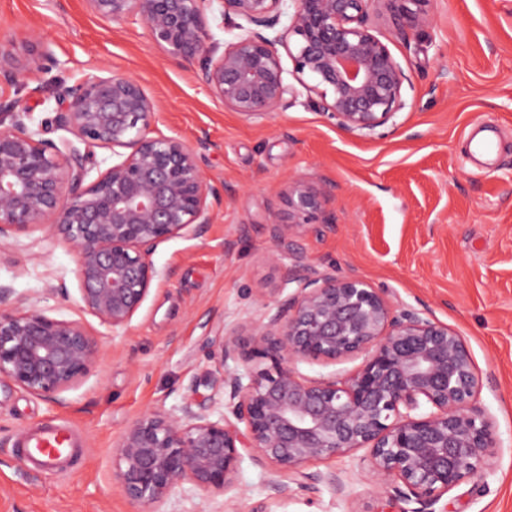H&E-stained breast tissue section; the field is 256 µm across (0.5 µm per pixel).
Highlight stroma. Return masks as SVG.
<instances>
[{
  "instance_id": "stroma-1",
  "label": "stroma",
  "mask_w": 512,
  "mask_h": 512,
  "mask_svg": "<svg viewBox=\"0 0 512 512\" xmlns=\"http://www.w3.org/2000/svg\"><path fill=\"white\" fill-rule=\"evenodd\" d=\"M370 23L408 76L406 106L374 132H348L298 91L272 119H249L202 89L197 67L168 57L138 21L98 18L85 0H0V43L42 37L58 64L27 87L0 81V99L36 106L41 95L108 72L135 76L160 106L153 131L207 138L212 220L151 256L161 276L124 332L80 308L69 245L37 227L0 241V283L49 316L83 322L103 355L54 402L0 380V512H138L115 477L113 455L142 413L204 402L199 378L216 365L218 337L267 320L284 299L274 223L289 180L330 187L321 224L299 225L289 259L385 289L396 309L447 325L470 350L499 448L488 472L441 498L448 512H512V0H434L421 32ZM481 124L499 153L467 154ZM68 423L77 453L55 470L33 467L18 435ZM366 450L310 462L343 494L292 485L275 505L270 463L244 456L234 487L214 496L177 488L164 512H398L373 479Z\"/></svg>"
}]
</instances>
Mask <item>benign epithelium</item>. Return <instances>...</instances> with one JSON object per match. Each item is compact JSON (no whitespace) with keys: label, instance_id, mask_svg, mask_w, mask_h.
Returning a JSON list of instances; mask_svg holds the SVG:
<instances>
[{"label":"benign epithelium","instance_id":"1","mask_svg":"<svg viewBox=\"0 0 512 512\" xmlns=\"http://www.w3.org/2000/svg\"><path fill=\"white\" fill-rule=\"evenodd\" d=\"M86 2L100 17L140 20L175 60L200 62V85L234 112L274 116L295 92L291 76L340 128L363 132L405 107L407 81L368 25L370 10L387 14L399 32L419 31L432 22L434 0H292L290 23L280 31L286 0ZM231 16L241 19V33L222 45L215 30ZM49 59L40 39L22 56L1 46L0 77L24 84ZM54 99L57 125L72 135L58 144L44 138L46 122L33 109L0 101V240L50 228L75 254L82 310L118 332L160 277L150 259L157 245L199 237L211 222L213 188L201 166L209 143L151 135L158 105L128 75L91 76ZM97 148L120 161L101 168ZM94 170L97 177L85 183ZM285 204L287 221L274 227L280 244L295 226L318 223L321 193L293 181ZM292 284L268 321L219 339L218 366L204 383L223 395L220 419L189 398L176 412L147 411L126 429L115 475L129 501L162 512L185 483L222 495L234 487L246 453L275 467L270 489L278 501L292 482L340 494L336 474L303 467L365 448L377 483H399L403 502L418 504L401 512H436L444 494L490 467L499 447L493 417L478 401L482 381L455 332L418 312H395L384 289L354 276L319 275L298 262L283 266L281 288ZM13 294L0 285V379L58 402L98 362L99 340L80 321L35 306L13 309L21 302ZM360 354L363 365L343 380L302 379L294 369L299 361ZM236 358L267 366L224 372V361Z\"/></svg>","mask_w":512,"mask_h":512}]
</instances>
